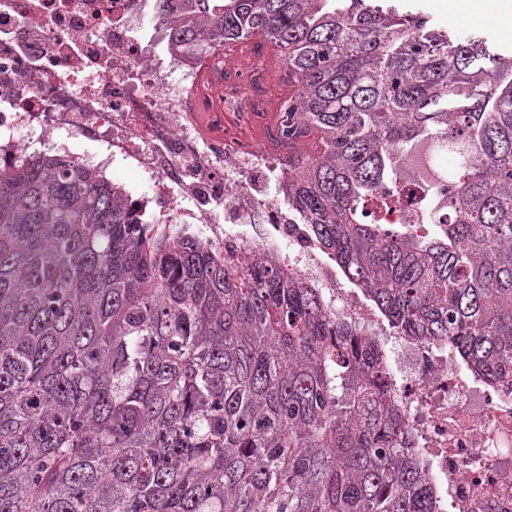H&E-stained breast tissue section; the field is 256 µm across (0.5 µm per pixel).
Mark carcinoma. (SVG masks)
Masks as SVG:
<instances>
[{"label": "carcinoma", "instance_id": "cac0c4a2", "mask_svg": "<svg viewBox=\"0 0 512 512\" xmlns=\"http://www.w3.org/2000/svg\"><path fill=\"white\" fill-rule=\"evenodd\" d=\"M155 6L199 60L276 49L288 223L396 334L512 387V58L374 0ZM416 157L418 188L397 184ZM369 200L431 231L388 230ZM385 375L278 259L148 234L65 154L0 172V512H435Z\"/></svg>", "mask_w": 512, "mask_h": 512}]
</instances>
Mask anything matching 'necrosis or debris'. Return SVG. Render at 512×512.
Instances as JSON below:
<instances>
[{
	"label": "necrosis or debris",
	"instance_id": "4bbe7bcc",
	"mask_svg": "<svg viewBox=\"0 0 512 512\" xmlns=\"http://www.w3.org/2000/svg\"><path fill=\"white\" fill-rule=\"evenodd\" d=\"M148 0H0V172L35 151L132 172L128 203L155 232L188 230L216 253L233 242L287 249L332 311L392 343L387 387L435 495L437 512H512V391L483 385L455 347L388 337L358 288H346L307 225L292 224L254 175L278 166L249 129L264 127L260 60L224 80L172 50Z\"/></svg>",
	"mask_w": 512,
	"mask_h": 512
}]
</instances>
